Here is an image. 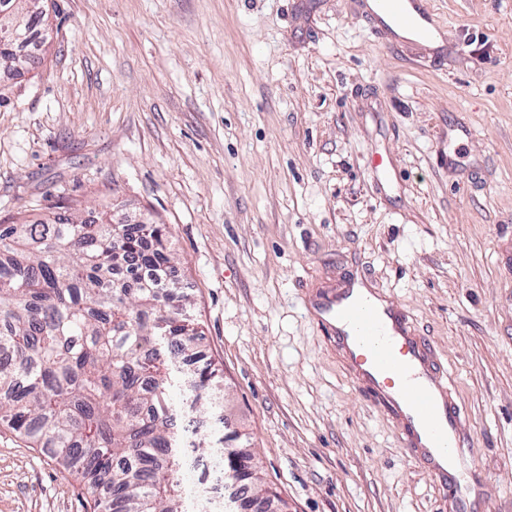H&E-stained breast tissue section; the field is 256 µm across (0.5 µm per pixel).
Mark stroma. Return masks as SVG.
<instances>
[{"label":"stroma","mask_w":512,"mask_h":512,"mask_svg":"<svg viewBox=\"0 0 512 512\" xmlns=\"http://www.w3.org/2000/svg\"><path fill=\"white\" fill-rule=\"evenodd\" d=\"M45 4L39 64L0 84V224L78 204L166 226L223 372L205 432L245 434L270 512H445L305 307L366 278L448 371L485 512H512V0H429L444 57L375 41L356 0ZM0 512L90 506L0 426Z\"/></svg>","instance_id":"1"}]
</instances>
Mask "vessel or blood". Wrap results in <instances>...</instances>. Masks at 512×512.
<instances>
[{"label":"vessel or blood","instance_id":"1","mask_svg":"<svg viewBox=\"0 0 512 512\" xmlns=\"http://www.w3.org/2000/svg\"><path fill=\"white\" fill-rule=\"evenodd\" d=\"M379 42L398 30L417 32L413 46L437 53L444 31H430L427 0H358ZM310 313L335 334L358 382L372 390L400 431L406 455L423 460L452 494V512H484L489 491L479 476L460 482L473 441L460 406L450 399L451 380L434 360L429 339L420 336L391 296L351 283L319 294Z\"/></svg>","mask_w":512,"mask_h":512}]
</instances>
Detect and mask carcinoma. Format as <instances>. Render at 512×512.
I'll return each instance as SVG.
<instances>
[{"label": "carcinoma", "mask_w": 512, "mask_h": 512, "mask_svg": "<svg viewBox=\"0 0 512 512\" xmlns=\"http://www.w3.org/2000/svg\"><path fill=\"white\" fill-rule=\"evenodd\" d=\"M0 28V75L40 46L45 12L38 0H8ZM160 224H99L56 214L34 224H0V424L44 448L84 483L96 512H181L174 470L182 448L170 390L183 387L172 361L196 354L199 322L173 283L130 285L114 268L146 272L171 262ZM194 391L218 389L217 369L192 373ZM224 436V474L248 482L250 499H280L259 483L253 454Z\"/></svg>", "instance_id": "cac0c4a2"}]
</instances>
